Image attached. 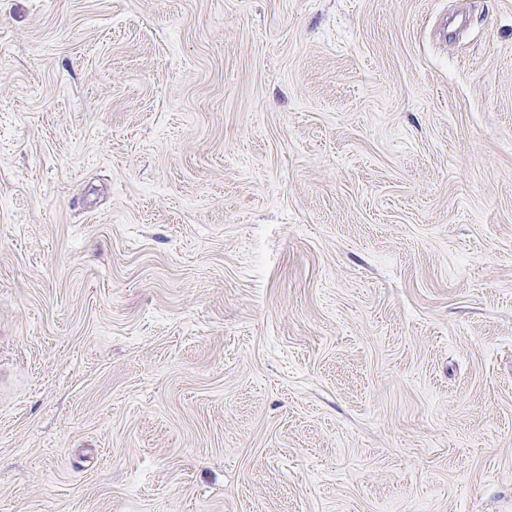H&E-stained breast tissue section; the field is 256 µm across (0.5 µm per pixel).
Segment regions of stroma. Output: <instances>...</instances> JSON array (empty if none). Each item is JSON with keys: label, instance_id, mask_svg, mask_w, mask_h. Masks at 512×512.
<instances>
[{"label": "stroma", "instance_id": "1", "mask_svg": "<svg viewBox=\"0 0 512 512\" xmlns=\"http://www.w3.org/2000/svg\"><path fill=\"white\" fill-rule=\"evenodd\" d=\"M0 512H512V0H0Z\"/></svg>", "mask_w": 512, "mask_h": 512}]
</instances>
